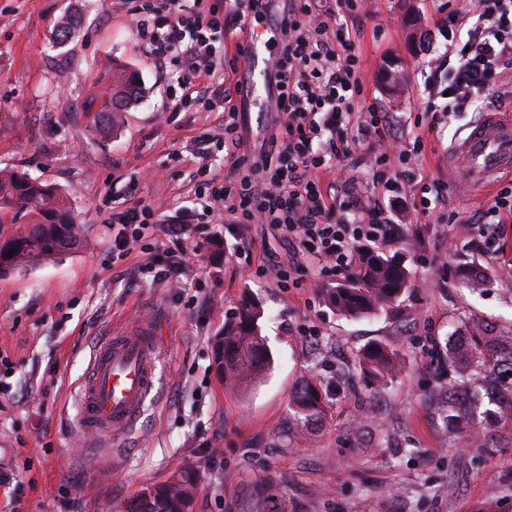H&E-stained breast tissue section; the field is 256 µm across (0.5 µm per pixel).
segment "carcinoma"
<instances>
[{
    "label": "carcinoma",
    "instance_id": "1",
    "mask_svg": "<svg viewBox=\"0 0 512 512\" xmlns=\"http://www.w3.org/2000/svg\"><path fill=\"white\" fill-rule=\"evenodd\" d=\"M140 92L133 73H124L113 84V92L96 113L94 129L110 130L118 113ZM12 219L26 216L30 224L8 237L0 234V274L5 275L21 266L36 265L60 252L78 247L83 229L77 224L61 191L51 183L39 182L17 169L0 170V225L5 214ZM410 288L407 272L400 263L373 251L362 257L356 276L334 288L326 289V297L337 312L346 317H360L384 311L394 305ZM260 308L244 305L238 315L224 325V335L214 340V364L233 389H245L259 380L271 365L265 338L261 336ZM485 336L473 337L471 346L449 356V361L465 369L483 362ZM369 373L376 381H385L395 371L398 360L393 353L372 348L364 353ZM484 383L465 390L449 386L440 400L444 423L456 427L472 423L486 405L499 412L512 410V346L501 351L497 363L484 368ZM293 420L310 422L322 413L321 396L317 388L301 383L294 391L291 405ZM198 487L195 465L185 467L177 477L149 488L140 496L128 500L124 512H190Z\"/></svg>",
    "mask_w": 512,
    "mask_h": 512
}]
</instances>
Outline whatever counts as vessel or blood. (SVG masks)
Wrapping results in <instances>:
<instances>
[{
  "label": "vessel or blood",
  "mask_w": 512,
  "mask_h": 512,
  "mask_svg": "<svg viewBox=\"0 0 512 512\" xmlns=\"http://www.w3.org/2000/svg\"><path fill=\"white\" fill-rule=\"evenodd\" d=\"M448 164L479 192L499 174H512V116L485 114L449 149ZM162 359L161 341L144 323L115 330L100 341L80 385L81 433L99 447L122 446L155 393Z\"/></svg>",
  "instance_id": "1"
}]
</instances>
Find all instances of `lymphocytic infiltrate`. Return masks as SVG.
I'll list each match as a JSON object with an SVG mask.
<instances>
[{"mask_svg":"<svg viewBox=\"0 0 512 512\" xmlns=\"http://www.w3.org/2000/svg\"><path fill=\"white\" fill-rule=\"evenodd\" d=\"M281 2L279 55L270 85L283 126L271 135L258 168L233 182L211 178L196 196L205 209L240 212L279 230L304 259L300 267L279 271V285L299 288L312 271L352 276L362 255L398 237L383 195L399 189L401 174L388 165L394 159L410 164L423 141L415 139L412 150L391 152L402 122L367 101L356 53L359 32L349 22L370 15L371 0ZM201 3L139 0L134 22L147 58L161 64L178 56L177 83L184 95L193 94L197 80H207L212 105L224 114V149L236 167L241 142L238 108L224 93V11ZM437 23L447 31L448 50L429 61V78L444 83L447 98L441 104L429 102L428 110L469 111L512 79V0H459ZM365 140L378 151L372 175L377 194L366 199L350 191L343 207L350 219L336 221L337 205L324 191L323 177L332 172L334 160ZM154 216L152 207L141 204L113 215L120 230L112 252L128 256L148 233L164 230L169 241L165 253H148L136 265L134 278H180L185 269L177 257L186 251L185 230L195 212L186 209L180 223L165 228Z\"/></svg>","mask_w":512,"mask_h":512,"instance_id":"f902f5d3","label":"lymphocytic infiltrate"}]
</instances>
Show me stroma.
<instances>
[{"mask_svg":"<svg viewBox=\"0 0 512 512\" xmlns=\"http://www.w3.org/2000/svg\"><path fill=\"white\" fill-rule=\"evenodd\" d=\"M443 2L376 0L357 22L358 51L365 86L406 123L405 147L423 135L422 173L459 221L443 225V211L422 216L410 192L395 195L402 234L380 252L402 264L411 286L388 310L349 318L324 298L334 280L311 274L303 287H280L276 269L296 262L292 246L271 226L230 214L199 215L181 287L135 282L140 255L113 257L109 217L141 203L175 223L206 177L200 135L215 137L209 174L227 177L224 115L207 98L182 99L175 63L147 59L129 0H0V169L56 184L85 229L78 248L0 276V353L13 364L12 388L0 392V474L10 479L0 512H123L187 463L199 467L193 512H512V417L454 434L436 409L438 393L460 379L448 364L455 346L491 336L492 363L512 343V223L472 239L466 222L485 199L448 166L449 148L480 115L425 109L427 62L447 47L433 25ZM63 15L74 29L58 46L51 34ZM118 68L138 75L142 93L98 133L93 115ZM251 81L248 63L225 54L240 152L255 162L282 115L258 109ZM335 167L338 197L346 183L369 181L374 153L357 146ZM234 225L242 237L230 234ZM466 269L495 280L466 287ZM248 299L264 309L274 366L238 392L216 372L213 341ZM139 320L154 324L163 347L160 399L122 455L84 447L77 392L92 348ZM372 344L401 363L379 383L361 365ZM305 381L318 387L323 413L302 431L288 407Z\"/></svg>","mask_w":512,"mask_h":512,"instance_id":"35a3bbf8","label":"stroma"}]
</instances>
